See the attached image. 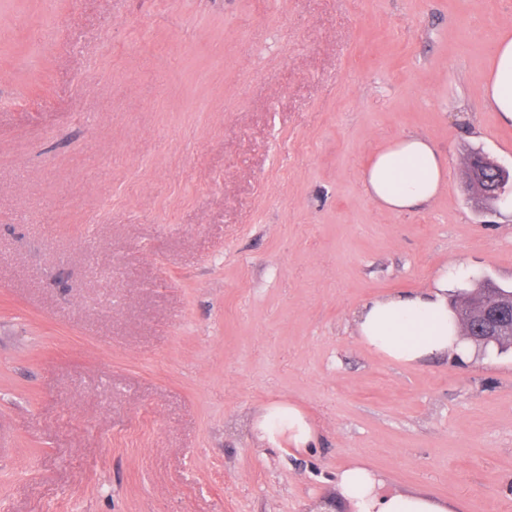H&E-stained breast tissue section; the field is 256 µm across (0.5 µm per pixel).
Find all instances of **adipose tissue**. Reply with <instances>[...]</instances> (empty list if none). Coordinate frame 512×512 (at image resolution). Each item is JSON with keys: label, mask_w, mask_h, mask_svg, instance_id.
Masks as SVG:
<instances>
[{"label": "adipose tissue", "mask_w": 512, "mask_h": 512, "mask_svg": "<svg viewBox=\"0 0 512 512\" xmlns=\"http://www.w3.org/2000/svg\"><path fill=\"white\" fill-rule=\"evenodd\" d=\"M488 103L503 123H512V34L496 40L490 64L483 74ZM447 167L426 138L406 135L376 154L363 170L361 182L381 209L402 213L432 201L440 192ZM359 343L372 353L399 364H417L432 358L461 361L473 349L462 336L448 304V279L437 277L432 286L400 291L365 304L355 314ZM260 440L270 444L287 439L302 450L316 442L313 425L293 404L273 403L255 422ZM336 491L349 512H456V505L421 490L388 486L373 469L354 464L336 474Z\"/></svg>", "instance_id": "adipose-tissue-1"}]
</instances>
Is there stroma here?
Here are the masks:
<instances>
[{
  "instance_id": "stroma-1",
  "label": "stroma",
  "mask_w": 512,
  "mask_h": 512,
  "mask_svg": "<svg viewBox=\"0 0 512 512\" xmlns=\"http://www.w3.org/2000/svg\"><path fill=\"white\" fill-rule=\"evenodd\" d=\"M512 0H0V512H314L362 460L512 512V350L413 366L353 315L512 286L481 76ZM448 162L376 206L393 139ZM296 404L318 443L261 442ZM445 160L426 138L406 135L375 155L360 176L371 200L395 213L413 211L432 201L446 178ZM485 173H491L496 181L497 189H492L490 180ZM467 186L472 198L480 203L501 200L511 183V171L502 165L480 156L473 157L465 167Z\"/></svg>"
}]
</instances>
